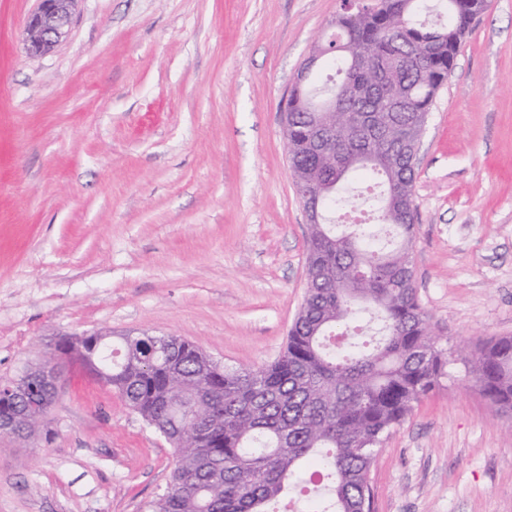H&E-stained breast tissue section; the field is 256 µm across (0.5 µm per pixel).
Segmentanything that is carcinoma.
I'll list each match as a JSON object with an SVG mask.
<instances>
[{
    "mask_svg": "<svg viewBox=\"0 0 512 512\" xmlns=\"http://www.w3.org/2000/svg\"><path fill=\"white\" fill-rule=\"evenodd\" d=\"M488 0H380L342 9L317 45L340 75L288 95V153L312 173L326 223L309 232L304 303L284 352L256 368H227L178 336H105L77 359L175 444L167 491L149 512H276L322 476L323 512H373L370 468L384 436L433 393L448 349L418 303L413 274L417 128ZM341 106L330 111V99ZM369 112L355 124L352 113ZM329 128L311 153L314 121ZM380 188L361 196L369 224L336 233L351 174ZM482 397L512 415V337L466 350Z\"/></svg>",
    "mask_w": 512,
    "mask_h": 512,
    "instance_id": "obj_1",
    "label": "carcinoma"
}]
</instances>
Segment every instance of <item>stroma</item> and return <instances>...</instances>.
I'll use <instances>...</instances> for the list:
<instances>
[{
  "mask_svg": "<svg viewBox=\"0 0 512 512\" xmlns=\"http://www.w3.org/2000/svg\"><path fill=\"white\" fill-rule=\"evenodd\" d=\"M37 5L0 0V381L95 331L271 363L309 235L279 105L341 0H79L32 56ZM414 205L416 294L450 362L384 440L373 512H512V423L457 352L512 336V0H489L435 95ZM174 463L72 360L40 434L0 435V512H145Z\"/></svg>",
  "mask_w": 512,
  "mask_h": 512,
  "instance_id": "stroma-1",
  "label": "stroma"
}]
</instances>
